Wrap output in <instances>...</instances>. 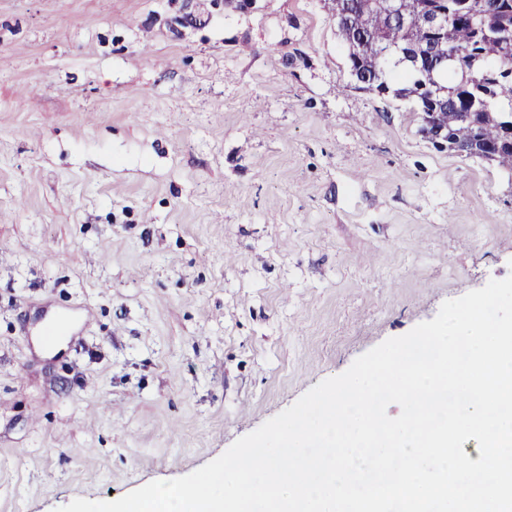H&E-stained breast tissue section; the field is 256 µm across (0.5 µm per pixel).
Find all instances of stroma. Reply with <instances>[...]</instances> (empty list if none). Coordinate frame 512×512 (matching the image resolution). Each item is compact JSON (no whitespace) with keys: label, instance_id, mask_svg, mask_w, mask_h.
<instances>
[{"label":"stroma","instance_id":"stroma-1","mask_svg":"<svg viewBox=\"0 0 512 512\" xmlns=\"http://www.w3.org/2000/svg\"><path fill=\"white\" fill-rule=\"evenodd\" d=\"M349 81L331 0H0V512L190 474L512 274V174Z\"/></svg>","mask_w":512,"mask_h":512}]
</instances>
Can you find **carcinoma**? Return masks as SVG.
Returning <instances> with one entry per match:
<instances>
[{"mask_svg": "<svg viewBox=\"0 0 512 512\" xmlns=\"http://www.w3.org/2000/svg\"><path fill=\"white\" fill-rule=\"evenodd\" d=\"M419 0H399L403 25H394L388 15L369 6L368 0H341L348 11L344 22L336 24V32L347 47L349 63L360 62L372 77L365 90L387 95L409 104V111H417L421 96L417 82L427 81V75L417 72L413 65L398 66L384 50L389 42H398L413 51L421 50L427 42L426 33L417 20ZM511 23L505 14L491 10L472 23L457 19L448 27V45L465 49L477 45L476 52L464 55L459 66L452 69L455 81L451 84L438 80L440 98L444 103L430 114L433 136L448 141V145L470 149V158L484 159L491 154V163L512 173V132L504 128L503 112L512 114V80L501 81L491 87L470 81L471 74L489 69V65L512 67V37L506 35L503 23ZM387 84L381 89V84Z\"/></svg>", "mask_w": 512, "mask_h": 512, "instance_id": "obj_1", "label": "carcinoma"}]
</instances>
